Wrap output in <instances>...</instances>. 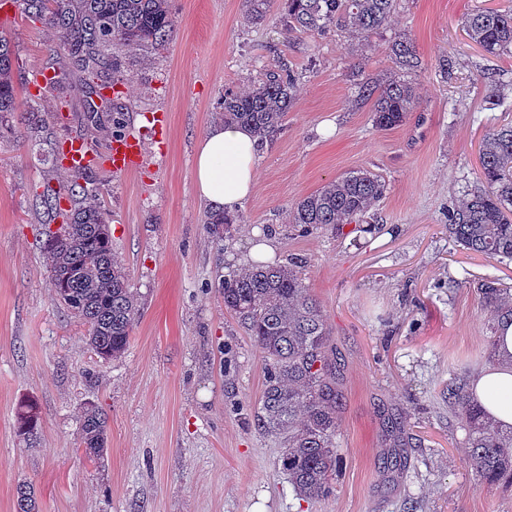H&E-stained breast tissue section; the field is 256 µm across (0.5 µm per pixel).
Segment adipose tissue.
I'll use <instances>...</instances> for the list:
<instances>
[{
    "instance_id": "adipose-tissue-1",
    "label": "adipose tissue",
    "mask_w": 512,
    "mask_h": 512,
    "mask_svg": "<svg viewBox=\"0 0 512 512\" xmlns=\"http://www.w3.org/2000/svg\"><path fill=\"white\" fill-rule=\"evenodd\" d=\"M258 138L249 127L212 126L201 139L194 164L197 196L213 209L234 214L254 196L258 184ZM496 360L469 382L474 403L494 423L512 426V320H500L495 336Z\"/></svg>"
}]
</instances>
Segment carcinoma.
<instances>
[{"label": "carcinoma", "mask_w": 512, "mask_h": 512, "mask_svg": "<svg viewBox=\"0 0 512 512\" xmlns=\"http://www.w3.org/2000/svg\"><path fill=\"white\" fill-rule=\"evenodd\" d=\"M290 33H327L340 26L356 36L381 28L395 0H282ZM25 18L53 33V52L66 56L85 75L90 109L96 89L112 86L120 54L157 49L175 30L172 0H16ZM270 0H243L246 20L265 21ZM464 27L483 51L494 57L512 53V9L467 15ZM391 53L404 70L418 67L413 42L400 37ZM14 49L0 33V112L15 110ZM296 76L287 66L268 71L245 92L224 91L221 119L249 126L263 143L278 139L287 113L295 105ZM359 93L373 100L376 128L401 126L416 101L414 85L405 77L366 81ZM481 183L448 215V234L466 250L512 262V125L488 133L480 153ZM91 170L55 189L43 186L35 205L62 219L56 231L45 228L44 261L55 299L87 327L88 345L102 360L120 357L129 346L140 314L138 292L131 288L124 263L112 249L109 212L94 198L78 208L64 202L85 193L81 181ZM386 187L381 177L357 169L301 198L289 210L288 228L307 233L339 229L376 211ZM213 236L230 233L235 219L225 213L205 214ZM224 308L231 313L261 353L265 388L256 412L257 427L282 445L279 469L297 496L313 503L326 498L339 468L336 427L342 393L336 381V346L319 303L302 276V260L283 265L258 264L229 272L221 281ZM477 292L494 319L512 317V289L496 279L478 282ZM451 407L466 431L469 465L478 479L494 486L512 484V431L490 422L460 386L448 387ZM42 428L36 404L25 401L15 430L34 443ZM108 418L96 407L81 416L79 446L95 459L107 451ZM16 512H37L33 487H16Z\"/></svg>", "instance_id": "cac0c4a2"}]
</instances>
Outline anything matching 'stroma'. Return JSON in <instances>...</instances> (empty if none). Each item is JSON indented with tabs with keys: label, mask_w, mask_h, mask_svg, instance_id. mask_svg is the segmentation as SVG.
I'll return each instance as SVG.
<instances>
[{
	"label": "stroma",
	"mask_w": 512,
	"mask_h": 512,
	"mask_svg": "<svg viewBox=\"0 0 512 512\" xmlns=\"http://www.w3.org/2000/svg\"><path fill=\"white\" fill-rule=\"evenodd\" d=\"M507 7L512 0H398L386 26L355 41L341 29L285 33L279 0L258 26L245 21L242 0H173L171 40L123 55L116 79L125 131L144 142L145 161L132 176L97 168L90 184L141 297L125 354L104 362L53 299L37 245L52 218L33 195L69 176L52 159L54 143L83 138L102 160L113 128L87 122L79 71L30 97L37 68L67 61L14 0L0 6L18 57L16 109L0 115V512H16L23 482L38 512H512V485L477 480L465 432L441 399L450 380L467 383L490 362L478 280L512 287V262L462 249L447 217L480 184L484 135L512 123V93L495 102L487 81L511 85L512 56L486 55L462 20ZM400 35L420 60L408 75L418 99L403 125L383 131L355 83L395 72L390 46ZM448 58L455 69L445 82L439 67ZM284 63L301 75L287 130L263 147L257 191L217 239L194 191L198 144L225 90L246 89ZM156 112L169 116L162 149ZM362 168L386 183L371 232L355 224L286 231L296 201ZM258 232L275 240L274 261L303 259L336 346L341 463L332 495L315 504L295 495L276 467L279 442L256 425L264 363L220 293ZM24 400L42 417L34 448L15 432ZM90 405L108 416L107 452L96 460L76 446ZM394 422L408 452L395 479L380 465Z\"/></svg>",
	"instance_id": "obj_1"
}]
</instances>
